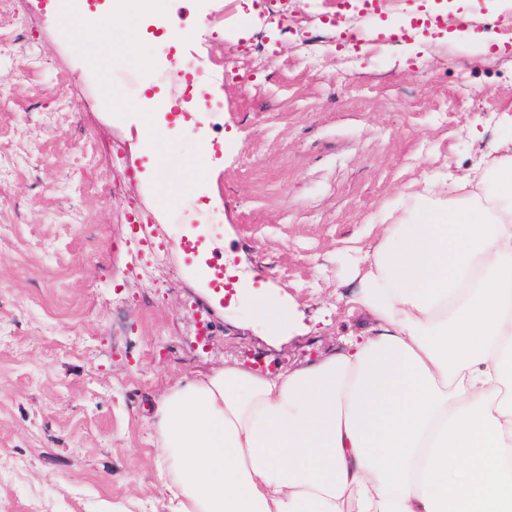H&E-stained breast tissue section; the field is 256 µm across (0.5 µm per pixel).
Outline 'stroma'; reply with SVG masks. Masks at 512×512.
I'll return each instance as SVG.
<instances>
[{
    "mask_svg": "<svg viewBox=\"0 0 512 512\" xmlns=\"http://www.w3.org/2000/svg\"><path fill=\"white\" fill-rule=\"evenodd\" d=\"M441 2L385 0L377 25L396 37L366 52L341 32L368 18L332 25L327 0H119L136 21L110 45L49 0H0V512H166L153 406L168 389L254 354L274 373L322 356L361 318L351 240L424 175L512 147V11L455 0L445 24L411 29ZM160 12L183 38L162 39ZM217 40L224 76L171 135L147 104L183 59L211 69ZM114 139L125 155L101 149ZM130 197L168 248L158 289L136 279ZM258 290L308 332L271 340Z\"/></svg>",
    "mask_w": 512,
    "mask_h": 512,
    "instance_id": "stroma-1",
    "label": "stroma"
}]
</instances>
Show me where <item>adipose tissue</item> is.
Instances as JSON below:
<instances>
[{
  "mask_svg": "<svg viewBox=\"0 0 512 512\" xmlns=\"http://www.w3.org/2000/svg\"><path fill=\"white\" fill-rule=\"evenodd\" d=\"M365 237L368 318L327 355L160 399L169 512H512V154L424 176ZM253 311L302 325L272 296Z\"/></svg>",
  "mask_w": 512,
  "mask_h": 512,
  "instance_id": "obj_1",
  "label": "adipose tissue"
}]
</instances>
